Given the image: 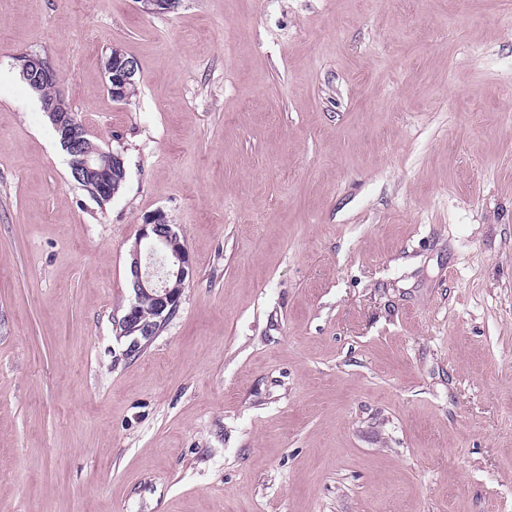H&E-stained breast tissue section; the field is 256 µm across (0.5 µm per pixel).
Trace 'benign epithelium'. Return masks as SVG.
Here are the masks:
<instances>
[{
	"instance_id": "benign-epithelium-1",
	"label": "benign epithelium",
	"mask_w": 512,
	"mask_h": 512,
	"mask_svg": "<svg viewBox=\"0 0 512 512\" xmlns=\"http://www.w3.org/2000/svg\"><path fill=\"white\" fill-rule=\"evenodd\" d=\"M147 14L173 11L178 0H138ZM20 74L36 88L51 87L53 92L40 96L42 109L61 134L60 143L69 155L71 173L80 178L91 177L96 191L115 196L125 181L123 157L101 148L84 147L86 131L77 119L63 93L56 70L36 54H23L18 59ZM106 89L117 102L128 100V87L135 84L138 65L113 52L104 61ZM129 285L135 299L149 296L154 300V320L144 321L131 305L124 316L115 321L118 337L130 339L127 350L141 347L143 341L155 337V331L178 310L183 290L192 275V263L184 240L169 224L165 213L157 210L140 225L138 238L131 251Z\"/></svg>"
}]
</instances>
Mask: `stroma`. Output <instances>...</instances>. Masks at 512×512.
Segmentation results:
<instances>
[{
    "label": "stroma",
    "mask_w": 512,
    "mask_h": 512,
    "mask_svg": "<svg viewBox=\"0 0 512 512\" xmlns=\"http://www.w3.org/2000/svg\"><path fill=\"white\" fill-rule=\"evenodd\" d=\"M157 210L193 276L132 356ZM0 512H512V0H0ZM112 52L104 61L105 75L107 78L106 89L113 100L124 102L128 100V87L135 84L138 65L133 60H124L122 57L123 54L121 55V53H117L116 51ZM125 58L128 57L125 56ZM134 86L129 88L130 96L135 90ZM18 62L23 79L40 89L41 94L47 92L45 87L53 89L50 95L40 96V100L43 112L61 134L60 143L69 155L71 173L80 179L83 174L91 177L96 192L114 197L126 178L123 157L101 148L84 147L86 131L67 102L57 72L50 63L39 55L28 53L21 55ZM29 83L27 85L36 91Z\"/></svg>",
    "instance_id": "1"
}]
</instances>
